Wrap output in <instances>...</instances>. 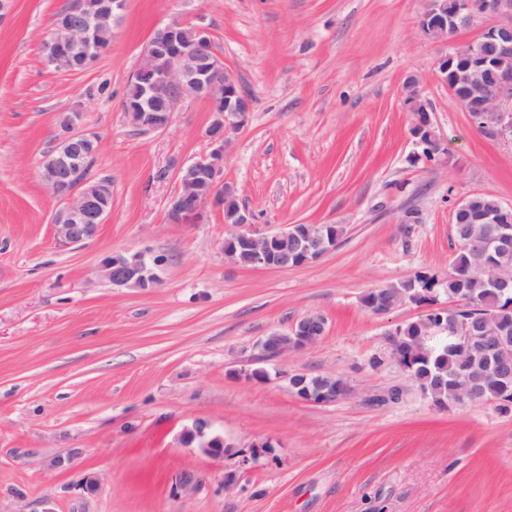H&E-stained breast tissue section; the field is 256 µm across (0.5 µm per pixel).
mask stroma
<instances>
[{
    "label": "stroma",
    "instance_id": "obj_1",
    "mask_svg": "<svg viewBox=\"0 0 512 512\" xmlns=\"http://www.w3.org/2000/svg\"><path fill=\"white\" fill-rule=\"evenodd\" d=\"M68 2L10 0L0 17V512H41L48 493L54 512H512V412L435 407L390 356L388 332L447 295L384 316L361 304L391 282L447 277L452 201L512 205V142L479 132L436 75L444 47L419 30L425 0H126L111 50L78 74L43 54ZM174 19L209 29L253 100L224 160L239 205L263 229L343 225L330 254L253 270L225 258L219 215L168 223L178 167L209 150V107L185 101L145 134L122 102ZM413 76L448 162L416 157ZM68 112L98 135L92 174L112 184L106 223L73 246L53 235L61 204L40 175ZM410 211L418 223H403ZM121 250L165 256L161 286L99 280ZM309 313L325 336L259 364L258 341ZM261 365L267 379H249ZM289 373L335 374L353 393L305 403ZM198 419L223 435L222 456L183 446ZM71 450L70 470L51 469ZM185 470L205 477L187 494ZM88 473L91 495L78 488Z\"/></svg>",
    "mask_w": 512,
    "mask_h": 512
}]
</instances>
